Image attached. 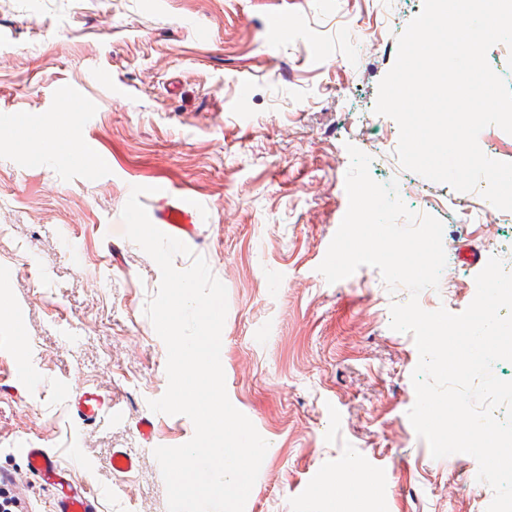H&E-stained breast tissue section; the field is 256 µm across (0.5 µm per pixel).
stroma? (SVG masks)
Returning <instances> with one entry per match:
<instances>
[{
    "label": "stroma",
    "instance_id": "obj_1",
    "mask_svg": "<svg viewBox=\"0 0 512 512\" xmlns=\"http://www.w3.org/2000/svg\"><path fill=\"white\" fill-rule=\"evenodd\" d=\"M422 7L0 0V106L71 116L43 157L0 128V294L12 313L0 320V476L25 512H49L60 494L29 470L28 448L97 492L98 512H167L153 451L194 435L187 416L148 406L166 391L167 350L144 313L160 269L124 235L135 186L152 187L140 198L152 219L187 195L207 204L190 247L227 289L226 391L269 444L244 512H486L494 491L470 482V455L433 458L407 417L418 351L389 324L409 290H388L371 266L333 284L318 270L348 208L351 144L375 181H397L412 212L444 225L447 263L418 296L424 310L466 309L489 257L512 273V211L405 169L397 123L374 112ZM78 141L101 164L77 163ZM87 389L120 417L77 425L68 401ZM118 449L131 471L114 470Z\"/></svg>",
    "mask_w": 512,
    "mask_h": 512
}]
</instances>
